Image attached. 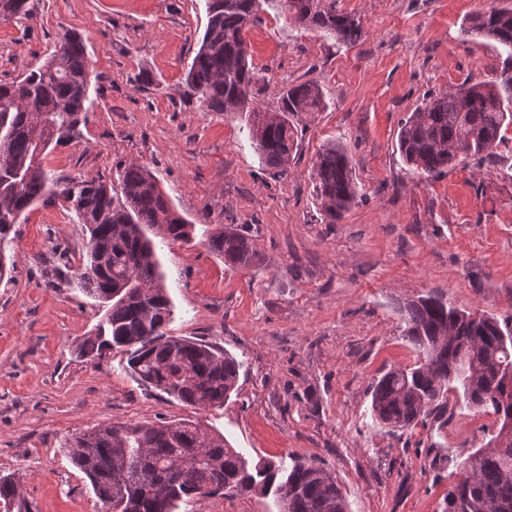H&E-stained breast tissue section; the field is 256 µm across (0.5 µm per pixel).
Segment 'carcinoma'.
Here are the masks:
<instances>
[{
	"label": "carcinoma",
	"mask_w": 512,
	"mask_h": 512,
	"mask_svg": "<svg viewBox=\"0 0 512 512\" xmlns=\"http://www.w3.org/2000/svg\"><path fill=\"white\" fill-rule=\"evenodd\" d=\"M27 0H0V20L27 15ZM207 24L188 68V93L209 112H233L248 128L263 165L287 172L295 117L318 112L323 95L315 82L286 86L278 111L254 106L255 73L244 31L261 0H206ZM285 19L352 44L361 24L336 10V0H278ZM464 35L492 40L505 53L490 86H463L433 98L412 113L398 132L403 159L422 174L439 175L459 155L492 156L512 125V4L472 15ZM90 62L84 39L64 29L42 66L0 83V279L9 272L4 243L14 225L39 203L66 202L88 234L78 285L105 304L95 335L78 354L100 358L114 349L127 354L131 376L196 408L222 407L236 390L242 363L201 341L167 335L172 305L158 272L153 238L189 243L196 224L187 220L139 163L116 170L117 184L62 176L43 165L51 145L67 144L87 124ZM315 192L325 218L335 222L358 195L347 154L331 145L314 164ZM202 241L224 265L255 263L256 244L230 224L201 227ZM403 336L417 352L415 365L395 367L373 385L375 421L391 431L417 425L443 405L450 391L470 409L491 413L505 428L512 421V319L483 315L477 324L448 307L439 295L420 297L401 309ZM199 425L188 420L161 424L120 423L73 437L71 463L89 480L99 512H178L201 495L273 494L277 512H349L336 479L317 459L249 463L224 437L207 435L211 452L198 454ZM456 464L460 479L448 490L444 512H512V436ZM0 512H32L8 477H0Z\"/></svg>",
	"instance_id": "carcinoma-1"
}]
</instances>
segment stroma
Returning <instances> with one entry per match:
<instances>
[{"instance_id": "stroma-1", "label": "stroma", "mask_w": 512, "mask_h": 512, "mask_svg": "<svg viewBox=\"0 0 512 512\" xmlns=\"http://www.w3.org/2000/svg\"><path fill=\"white\" fill-rule=\"evenodd\" d=\"M504 0H336L363 35L343 44L290 24L264 0L244 33L255 104L276 111L284 86L312 81L321 111L301 114L286 175L264 166L237 116L206 111L185 73L204 34L205 0H28L0 22V83L42 65L61 28L85 40L94 80L89 121L53 148L48 168L110 180L150 168L191 221L252 234L255 264L226 267L206 244L157 240L173 302L169 335L204 340L242 362L238 392L199 409L140 385L112 352L76 345L102 312L76 285L86 236L63 201L37 206L7 247L0 281V476L34 512H97L67 457L76 434L108 423L190 420L248 461L320 459L350 512H442L457 476L449 458L484 447L494 415L449 401L408 430L378 427L371 386L416 353L404 303L432 292L450 307L512 317V126L491 159H458L427 177L397 149L402 121L432 97L493 79L492 42L464 36L473 14ZM344 148L359 196L323 219L314 162ZM188 512H274L253 493L203 495Z\"/></svg>"}]
</instances>
